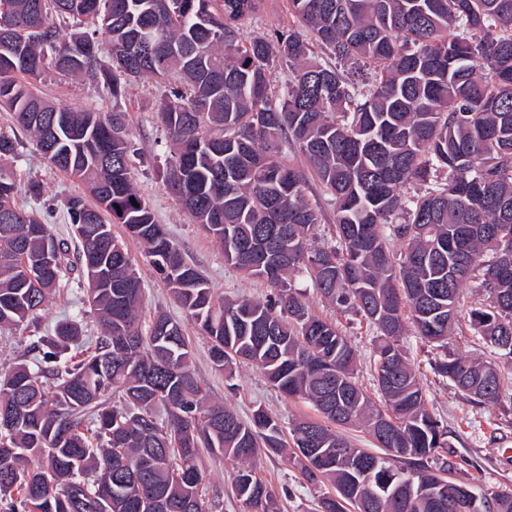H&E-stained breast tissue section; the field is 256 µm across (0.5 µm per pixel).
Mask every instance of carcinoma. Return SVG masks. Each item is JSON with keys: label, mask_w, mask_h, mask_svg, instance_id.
<instances>
[{"label": "carcinoma", "mask_w": 512, "mask_h": 512, "mask_svg": "<svg viewBox=\"0 0 512 512\" xmlns=\"http://www.w3.org/2000/svg\"><path fill=\"white\" fill-rule=\"evenodd\" d=\"M0 0V330L40 318L68 264L101 334L65 320L0 375V512H209L201 449L238 464L232 491L248 512H277L259 454L291 452L306 481L328 484L321 512H471L448 497V427L427 408L401 339L406 326L443 355L434 372L479 404L502 397L512 370V0H288V29L243 37L264 0ZM107 41L95 37L97 30ZM336 64L311 58V43ZM107 57L111 64H100ZM285 62L274 94L270 72ZM369 66L374 77L353 75ZM53 71L105 89L112 111L58 106L36 92ZM169 82L155 110L176 152V200L224 251L270 288L263 299L213 301L131 178L139 148L126 127L128 82ZM48 164L84 184L56 235L21 206L17 132ZM296 149L336 207L334 241L315 242L322 214ZM429 183L408 196L411 181ZM136 203H131V200ZM121 224L207 339L227 380L241 363L320 419L285 427L259 406L243 420L211 400L191 366L183 324L141 321V276L112 232ZM402 242L394 248L390 238ZM55 266L39 265L45 243ZM375 329L378 406L356 378L357 351L314 314L292 277ZM470 279L485 291L471 326L498 356L447 351ZM387 426L381 434L379 425ZM360 428L372 453L336 427ZM315 436L322 457L302 450ZM481 512H512L492 491Z\"/></svg>", "instance_id": "1"}]
</instances>
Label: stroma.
<instances>
[{"label":"stroma","mask_w":512,"mask_h":512,"mask_svg":"<svg viewBox=\"0 0 512 512\" xmlns=\"http://www.w3.org/2000/svg\"><path fill=\"white\" fill-rule=\"evenodd\" d=\"M38 88L42 96L70 108L102 111L112 108L111 99L84 78L66 79L51 74L39 82ZM165 91L164 81L152 77L134 80L126 90L123 108L127 112L128 128L141 151L133 171L134 185L152 207L158 223L164 225L173 240L181 245L187 259L207 276L216 301L241 295L264 297L268 292L265 282L244 278L227 265L223 251L192 223L166 185L163 169L170 146L153 109ZM13 167L20 182L34 177L41 181L42 200L50 207L45 218L60 236H67L70 226L63 203L67 197L81 194L82 185L50 167L31 140L27 141ZM112 231L123 240L140 270L144 288L143 320H150L156 312L163 311L184 321V313L148 266L141 244L128 237L122 225H113ZM294 284L305 293L316 314L335 319L356 345L360 355L359 380L364 387H371L370 358L376 340L375 330L352 313L327 304L305 277H296ZM82 299V284L69 281L43 311L41 330H50L58 321L81 314ZM481 299L479 289L470 285L464 287L459 303L461 316L448 337V350L492 362L496 359L495 354L484 348L468 318L470 308ZM185 330L193 344L192 367L209 398L230 403L244 417L260 406L277 413L286 422L312 415L313 409L308 403L281 395L255 367L241 366L233 381H226L223 373L213 368L208 344L197 335L193 324L186 323ZM404 345L426 392L429 408L448 426L456 462L451 480L469 485L479 495L492 490H512V379H505L498 404H475L433 373L431 361L437 355L436 350L411 334L405 335ZM256 467L258 476L276 493L280 512H317L321 489L308 484L287 456H259Z\"/></svg>","instance_id":"stroma-1"}]
</instances>
